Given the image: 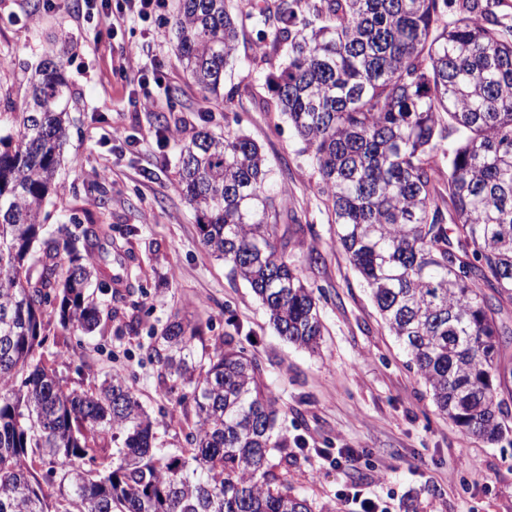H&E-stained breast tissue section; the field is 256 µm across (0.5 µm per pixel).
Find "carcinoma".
<instances>
[{
  "instance_id": "cac0c4a2",
  "label": "carcinoma",
  "mask_w": 512,
  "mask_h": 512,
  "mask_svg": "<svg viewBox=\"0 0 512 512\" xmlns=\"http://www.w3.org/2000/svg\"><path fill=\"white\" fill-rule=\"evenodd\" d=\"M496 4L263 0L243 14L229 0H176L172 41L183 72L218 104L240 93L224 89V71L245 21L263 56L286 57L266 78L263 107L315 163L336 244L439 412L493 442L512 429L494 388L512 329L485 293L512 299V39ZM68 92L60 62L44 60L15 133L0 136V512H313L275 473L292 462L288 436L276 433L275 401L245 348L216 349L203 366L201 323L175 320L156 336L150 356L195 416L175 453L125 376L78 389L55 367L63 352H43L53 318L86 336L116 316L89 293L112 276L95 260L112 247V225L76 221L57 237L42 217ZM445 117L459 134L451 152ZM175 184L203 245L252 288L278 335L318 347L317 298L274 241L287 207L259 146L202 126L184 140Z\"/></svg>"
}]
</instances>
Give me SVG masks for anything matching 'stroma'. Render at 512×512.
<instances>
[{
  "label": "stroma",
  "instance_id": "obj_1",
  "mask_svg": "<svg viewBox=\"0 0 512 512\" xmlns=\"http://www.w3.org/2000/svg\"><path fill=\"white\" fill-rule=\"evenodd\" d=\"M31 2L0 0V56L13 60L0 72V133L13 131L31 72L44 59L59 58L72 99L61 167L43 207L48 229L89 213L106 215L113 238L130 248L125 262L133 289L125 310L141 321L135 335L112 324L80 342L50 336L47 352L71 347L57 362L69 384L86 388L121 372L166 440L185 447L186 408L149 355V332L177 316L200 318L198 353L230 339L255 357L279 409L278 428L296 442L288 481L315 512H354L342 496L351 488L377 499L386 512H512V433L491 443L438 413L366 284L333 244L336 226L316 192L315 165L294 130L262 108L271 96L265 78L280 60L257 55L255 32L243 29L240 47L248 57L224 75L225 86L244 91L229 107L215 108L209 126L220 132L237 123L274 172L288 209L275 238L320 298L324 336L313 353L278 336L249 286L209 254L194 211L175 188L182 142L156 132L167 124L186 133L200 126L202 102L171 37L149 52L164 69L163 85L141 86L118 70L152 27L171 30L175 0L151 18L126 19L110 36L93 15L78 17V0L44 5L38 25H20ZM146 97L154 108L142 107ZM229 315L234 325L226 324ZM339 448L356 449L358 463L330 467L322 453Z\"/></svg>",
  "mask_w": 512,
  "mask_h": 512
}]
</instances>
